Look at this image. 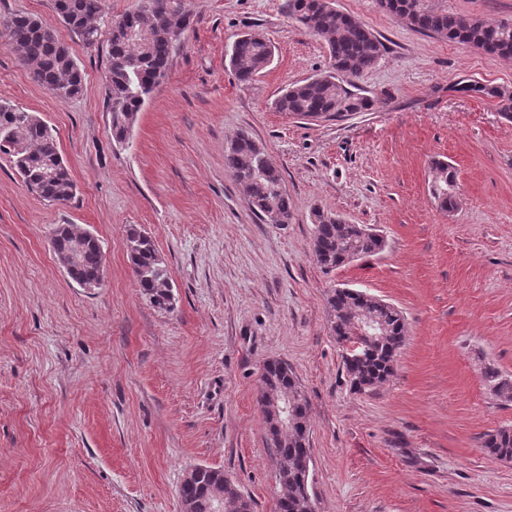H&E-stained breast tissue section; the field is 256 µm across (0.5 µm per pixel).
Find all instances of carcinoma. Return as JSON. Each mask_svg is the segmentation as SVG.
Returning a JSON list of instances; mask_svg holds the SVG:
<instances>
[{"label":"carcinoma","mask_w":512,"mask_h":512,"mask_svg":"<svg viewBox=\"0 0 512 512\" xmlns=\"http://www.w3.org/2000/svg\"><path fill=\"white\" fill-rule=\"evenodd\" d=\"M103 0H53L54 9L65 25L84 43L94 44L99 37L96 19ZM288 17L311 32L328 37L331 70L320 78H308L288 87L274 102L280 112L302 118H333L348 112L371 110L374 100L362 94L354 79L374 69L386 47L361 21L336 9L333 0H287ZM387 11L405 19L417 32L446 38L497 57H512V24H489L478 17L455 15L429 8L420 0H393ZM191 25V13L184 0H143L140 9L112 22L109 32L108 99L112 135L122 142L130 134L142 108V98L165 78L175 48ZM9 46L25 62L36 63L32 79L59 101L79 96L84 75L66 46L53 30L34 16L15 14L6 27ZM131 30H143L149 41L143 44L128 36ZM272 47L258 34H245L232 45L229 63L237 79L250 82L270 63ZM458 91L472 97L498 100L503 118L512 120V93L480 83H462ZM0 152L9 155L27 189L38 198L53 204H65L75 196L76 186L63 161L51 128L39 117L18 107L0 104ZM264 147L241 133L226 149L228 171L254 212L273 224L292 220V204L283 189L278 167L262 161ZM433 176L447 187V197L439 202L446 209L457 205V175L445 161L432 162ZM59 263L69 262V248L83 231L72 224H58L53 230ZM125 247L131 269L142 295L156 309H172L169 269L153 240L136 227L126 231ZM380 248L373 228L349 224L332 213H314L311 252L316 262L330 271L348 264L352 252L363 256ZM104 253L101 243L87 244L69 279L79 287L98 288L99 271ZM329 332L341 343L352 338L354 316L361 309L378 317L385 327L375 356L368 362L344 363L351 387L363 392L385 381L392 373L402 349L406 325L401 313L381 300L364 299L352 292L331 289L326 295ZM495 396L512 402V378L488 373ZM288 393L292 397L301 423H307L308 400L288 364L271 361L262 373L261 400L269 405ZM275 458L280 494L278 512H305L306 500L313 496L305 480L303 459L307 438L298 428L286 435L269 437ZM483 447L498 459L512 461V428H499L483 436ZM224 471L208 468L193 484L179 488V495L206 512L211 488L224 486V512H253L252 500L243 494Z\"/></svg>","instance_id":"cac0c4a2"}]
</instances>
